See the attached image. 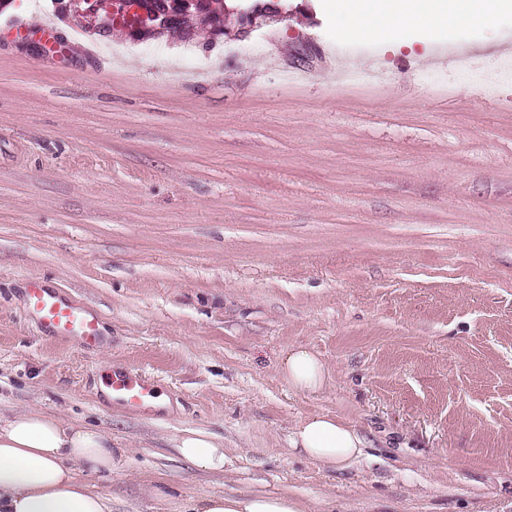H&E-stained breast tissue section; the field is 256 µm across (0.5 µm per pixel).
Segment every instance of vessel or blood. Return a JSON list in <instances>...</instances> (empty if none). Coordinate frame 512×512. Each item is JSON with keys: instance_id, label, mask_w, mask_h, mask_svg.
I'll return each mask as SVG.
<instances>
[{"instance_id": "obj_1", "label": "vessel or blood", "mask_w": 512, "mask_h": 512, "mask_svg": "<svg viewBox=\"0 0 512 512\" xmlns=\"http://www.w3.org/2000/svg\"><path fill=\"white\" fill-rule=\"evenodd\" d=\"M27 296L40 328L50 336L85 349L102 345L100 320L90 308L39 279L28 281ZM104 385L106 396L113 403L138 414L155 412L158 382L154 377L143 372L116 369L107 375Z\"/></svg>"}]
</instances>
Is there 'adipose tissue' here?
I'll return each mask as SVG.
<instances>
[{
	"mask_svg": "<svg viewBox=\"0 0 512 512\" xmlns=\"http://www.w3.org/2000/svg\"><path fill=\"white\" fill-rule=\"evenodd\" d=\"M328 8L344 35L382 41L432 24L459 22L492 25L512 0H329ZM282 378L298 391L316 393L328 381L324 362L310 349L288 350ZM292 447L325 466L343 467L363 446L357 430L326 413L302 418L291 435ZM179 455L212 474L224 472V442L199 430L175 439ZM125 448L111 434L33 407L0 413V512H112V500L96 493L87 478L111 472ZM180 512H307L292 492L268 491L207 494L188 500Z\"/></svg>",
	"mask_w": 512,
	"mask_h": 512,
	"instance_id": "adipose-tissue-1",
	"label": "adipose tissue"
}]
</instances>
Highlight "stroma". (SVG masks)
Instances as JSON below:
<instances>
[{
  "label": "stroma",
  "mask_w": 512,
  "mask_h": 512,
  "mask_svg": "<svg viewBox=\"0 0 512 512\" xmlns=\"http://www.w3.org/2000/svg\"><path fill=\"white\" fill-rule=\"evenodd\" d=\"M238 2L153 36L47 0L94 54L18 32L34 0L0 7V410L110 433L128 453L89 481L120 512L251 490L512 512V78L482 85L512 62V14L364 43L325 0H263L248 34ZM32 278L96 311L106 344L47 336ZM299 345L320 392L279 374ZM115 366L156 378L160 412L101 398ZM313 412L363 438L347 468L292 448ZM186 429L223 439V475L178 455ZM280 374L288 386L301 392L317 393L328 381L324 362L305 346L288 349L281 363Z\"/></svg>",
  "instance_id": "1"
}]
</instances>
